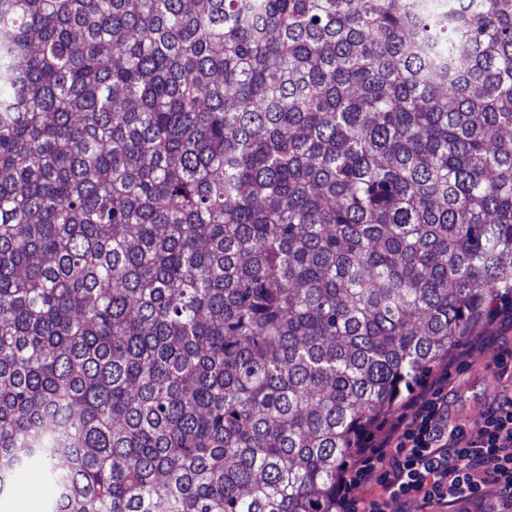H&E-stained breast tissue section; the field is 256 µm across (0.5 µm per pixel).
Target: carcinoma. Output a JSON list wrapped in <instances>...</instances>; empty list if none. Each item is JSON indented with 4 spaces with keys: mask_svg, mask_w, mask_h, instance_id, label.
Listing matches in <instances>:
<instances>
[{
    "mask_svg": "<svg viewBox=\"0 0 512 512\" xmlns=\"http://www.w3.org/2000/svg\"><path fill=\"white\" fill-rule=\"evenodd\" d=\"M512 296V0H0V490L336 512Z\"/></svg>",
    "mask_w": 512,
    "mask_h": 512,
    "instance_id": "cac0c4a2",
    "label": "carcinoma"
}]
</instances>
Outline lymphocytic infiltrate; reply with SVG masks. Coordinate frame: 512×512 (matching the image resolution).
<instances>
[{
  "label": "lymphocytic infiltrate",
  "mask_w": 512,
  "mask_h": 512,
  "mask_svg": "<svg viewBox=\"0 0 512 512\" xmlns=\"http://www.w3.org/2000/svg\"><path fill=\"white\" fill-rule=\"evenodd\" d=\"M357 459L336 487L342 512H449L464 499L483 512H512V393L496 398L478 421L477 436L448 421L442 389L409 390L389 427L359 430ZM380 486L373 498L359 487Z\"/></svg>",
  "instance_id": "lymphocytic-infiltrate-1"
}]
</instances>
